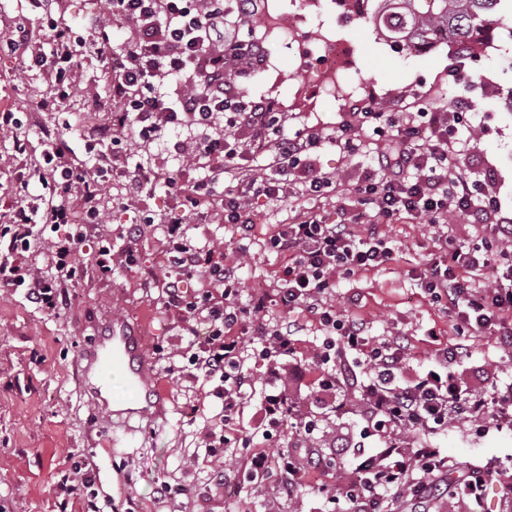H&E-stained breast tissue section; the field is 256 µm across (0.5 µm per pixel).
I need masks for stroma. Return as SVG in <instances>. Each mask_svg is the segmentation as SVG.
Here are the masks:
<instances>
[{
  "label": "stroma",
  "instance_id": "35a3bbf8",
  "mask_svg": "<svg viewBox=\"0 0 512 512\" xmlns=\"http://www.w3.org/2000/svg\"><path fill=\"white\" fill-rule=\"evenodd\" d=\"M280 6L300 38L327 30L350 45L349 78L375 107L387 110L406 100L430 110L468 100L474 149L464 164L477 173H490L487 191L498 198L504 216L512 215V19L491 28L480 58L458 56L447 46L404 56L385 44L369 20L344 5H329L316 18L304 10L303 0H280ZM269 49L268 68L239 77L237 84L250 96L277 102L289 131L315 126L329 133L354 112L353 102L311 90L310 73L300 67L295 49L278 40L271 41ZM15 67V61L0 60V106L20 111L31 156L44 149V130L64 138L81 156L86 143L111 125L108 109L87 108L91 100L105 104L110 96L95 65H86L78 98L61 112L39 111L36 94L46 91V84L35 73L28 81H19ZM223 129L224 122L217 117L206 131L179 127L161 140L147 142L126 129L120 138L130 165L168 172L181 166L206 132ZM357 136L359 154L348 158L327 148L319 156L322 171L341 182L364 179L368 156L379 140L368 128ZM104 197L108 206L96 236L80 249L84 269L65 283L63 302L55 311L31 302L26 289L0 288V512H87L83 493L65 495L57 488L83 466L90 470L99 512H122L130 498L140 512H322L323 501L310 488L288 499L279 496L274 482L266 481L246 485L239 495L228 497L223 486L212 481L213 471L219 469L225 470L227 480H234L236 467L211 457L205 447V435L218 422L222 402L205 395L187 372L188 361L181 355L185 342L173 314L163 306L158 285L145 283L146 272L163 265L161 234L137 242V266L117 265L104 273L96 265L98 236L111 237L115 250H123L128 245L120 236L123 225L142 211L162 223L170 200L161 187L153 194L132 197L125 185L113 182L107 183ZM292 204L287 196L265 208L255 219L251 238L244 241L217 210L208 223L191 224L192 236L223 247L228 260L242 264V300H249L254 290L275 288L282 259L265 250L263 242L270 225L287 220ZM386 232L399 250L398 262L337 279L328 302L343 314L365 318L375 336L404 333L419 340L435 327L445 340L456 343L448 316L411 278L412 269L424 264L433 251V229L427 219L402 217ZM116 317L131 318L144 339L169 394L165 418L121 417L129 391L118 373L109 377L107 404L95 405L82 391L78 356ZM468 343L473 357L461 372L471 384L489 385L507 356L496 337L476 336ZM172 364L181 366L180 375H168ZM440 446L459 461L504 459L512 456V431L493 428L481 434L472 425L456 423L449 426ZM163 482L182 487V494L158 500L155 490Z\"/></svg>",
  "mask_w": 512,
  "mask_h": 512
}]
</instances>
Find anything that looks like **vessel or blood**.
<instances>
[{
  "mask_svg": "<svg viewBox=\"0 0 512 512\" xmlns=\"http://www.w3.org/2000/svg\"><path fill=\"white\" fill-rule=\"evenodd\" d=\"M78 370L83 391L92 400H99L106 390L107 375L119 371L131 386L130 413L154 420L165 416L169 395L157 382L153 362L136 327L127 319L113 320L105 333L84 348Z\"/></svg>",
  "mask_w": 512,
  "mask_h": 512,
  "instance_id": "1",
  "label": "vessel or blood"
}]
</instances>
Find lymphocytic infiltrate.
Wrapping results in <instances>:
<instances>
[{"label":"lymphocytic infiltrate","instance_id":"1","mask_svg":"<svg viewBox=\"0 0 512 512\" xmlns=\"http://www.w3.org/2000/svg\"><path fill=\"white\" fill-rule=\"evenodd\" d=\"M107 0L105 11L84 19L82 33L64 21L62 0H28L41 22L31 31L23 19L0 29V56L15 59L21 72H37L49 93L44 112L66 107L79 88L81 62H98L110 82L114 103L112 126L88 147L98 166L90 177L65 144L54 141L34 167L45 191L0 210V286L27 287L33 303L55 310L62 283L74 280L85 232L73 219L100 221L101 182L130 181L137 192L164 186L173 204L163 226L166 246L176 268L162 283L166 308L191 341L188 362L195 379L214 384L224 402V419L207 436L211 455L235 460L249 482L274 480L281 494L317 489L334 512H404V505L426 508L444 495L483 503L488 485L500 499L512 500V466L492 460L458 462L437 440L451 424L465 421L479 430L512 426V382L480 391L464 386L458 367L471 356L469 345L443 344L429 330L434 351L424 369H415L410 336H372L358 316L336 314L326 299L337 276L383 267L396 256L385 228L398 217H429L435 253L415 272L420 288L443 306L457 333L493 335L512 352V219L502 216L496 196L485 193L482 180L461 164L470 147L463 106L399 113L365 110L354 123L326 133L306 128L287 133L285 116L276 104L240 92L238 77L259 72L265 50L243 36L253 0ZM123 41H116V29ZM222 115L225 132L204 139L187 163L168 175L151 167L128 169L113 130L132 128L144 141L163 138L166 130L188 124L206 127ZM372 127L383 142L364 181L341 184L317 166L320 152L334 147L353 155L355 127ZM266 156L262 170L249 163L254 152ZM295 186V203L284 224L274 225L268 249L287 256L275 293H254L241 304L242 266L227 262L223 250L189 236L187 214L198 221L211 215L209 204L240 236L249 238L262 208L279 201L285 187ZM375 211L364 224L329 219L323 202L333 194ZM464 214L480 230L483 244L449 251V212ZM49 226L54 240L48 268L38 265V225ZM199 276L193 295L183 289L185 277ZM485 278L477 287V278ZM287 312L284 320L269 316L270 305ZM258 324L256 336L245 337V320ZM317 327L322 342L307 349L301 333ZM310 361L314 402L342 415L349 409L343 387H353L360 405L361 440L326 452L315 438L318 420L304 412L289 393L286 375L291 362ZM255 402L264 433L291 428L304 442L300 448L272 453L257 447L253 435L239 427L245 404ZM374 438L372 448L364 439ZM337 479L327 483L326 471Z\"/></svg>","mask_w":512,"mask_h":512}]
</instances>
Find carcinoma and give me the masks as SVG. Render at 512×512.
Returning a JSON list of instances; mask_svg holds the SVG:
<instances>
[{"label": "carcinoma", "mask_w": 512, "mask_h": 512, "mask_svg": "<svg viewBox=\"0 0 512 512\" xmlns=\"http://www.w3.org/2000/svg\"><path fill=\"white\" fill-rule=\"evenodd\" d=\"M381 12L400 14L392 37L425 40L448 31L458 53H468L475 39L512 15V0H379Z\"/></svg>", "instance_id": "obj_1"}]
</instances>
